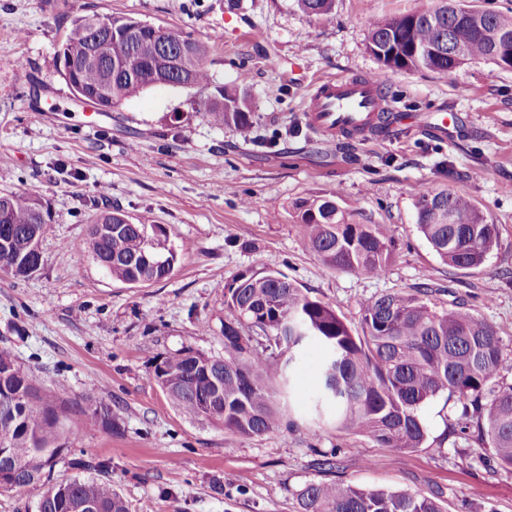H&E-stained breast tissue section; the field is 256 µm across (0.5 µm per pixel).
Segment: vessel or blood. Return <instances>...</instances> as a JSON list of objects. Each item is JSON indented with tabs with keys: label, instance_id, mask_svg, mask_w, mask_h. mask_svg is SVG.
<instances>
[{
	"label": "vessel or blood",
	"instance_id": "1",
	"mask_svg": "<svg viewBox=\"0 0 512 512\" xmlns=\"http://www.w3.org/2000/svg\"><path fill=\"white\" fill-rule=\"evenodd\" d=\"M391 111L379 76L344 75L325 80L314 88L305 118L326 138L361 140L372 132L390 130Z\"/></svg>",
	"mask_w": 512,
	"mask_h": 512
}]
</instances>
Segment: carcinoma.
Masks as SVG:
<instances>
[{
  "label": "carcinoma",
  "mask_w": 512,
  "mask_h": 512,
  "mask_svg": "<svg viewBox=\"0 0 512 512\" xmlns=\"http://www.w3.org/2000/svg\"><path fill=\"white\" fill-rule=\"evenodd\" d=\"M314 16L327 15L334 0H297ZM459 0L412 14L369 23L367 44L392 70H429L453 79L466 64L489 62L512 70L496 52L500 36L512 34V15L471 10L459 16ZM98 33L76 18L63 44L74 57L85 98L116 107L153 88L159 44L149 37L135 44L116 36L126 20L109 17ZM99 61L83 58L90 42ZM399 52L390 55L393 48ZM137 58L136 67L112 75V67ZM205 48L195 44L187 75L167 79L199 91L193 100L216 126L251 125L246 101L219 89L208 94ZM0 208L9 223L0 224V271L16 277L32 274L31 238L47 215L30 193H1ZM124 213L105 211L92 225V259L113 278L145 284L168 277L177 261L166 247L159 224H125ZM303 247L329 268L373 277L386 274L395 257L387 224H349L335 198L301 207ZM417 228L437 256L456 270H475L498 245L499 225L487 223L471 200L451 191L426 193L417 203ZM434 290L421 283L412 291H393L367 300L359 330H352L329 304L313 298L284 274L247 270L224 293V355L180 350L164 357L153 376L170 401L188 418L204 417L243 437L261 436L282 426L301 352L309 345L323 351L316 383L308 397L311 421L334 418L340 427L403 456L428 442L423 407L444 395L460 406L459 434L491 449L498 465L512 470V353L498 329L477 313L457 306L440 309ZM84 426L114 430L109 408L87 397ZM66 405H52L11 348L0 347V491L32 498L36 512H129L125 500L102 479L108 464L93 458L77 465L85 478L56 479L59 449L52 447ZM301 512H444L435 497L403 491L362 489L338 481L311 483L298 493Z\"/></svg>",
  "instance_id": "obj_1"
}]
</instances>
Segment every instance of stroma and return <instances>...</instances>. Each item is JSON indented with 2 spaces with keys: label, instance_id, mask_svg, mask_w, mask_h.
Segmentation results:
<instances>
[{
  "label": "stroma",
  "instance_id": "stroma-1",
  "mask_svg": "<svg viewBox=\"0 0 512 512\" xmlns=\"http://www.w3.org/2000/svg\"><path fill=\"white\" fill-rule=\"evenodd\" d=\"M436 3L335 0L318 17L296 0H0V192L36 194L50 212L39 271L0 272V344L69 409L57 476L107 461L130 512H300L299 491L324 478L316 450L333 449L346 484L433 495L445 512H512V471L453 434L459 407L444 397L421 412L431 447L398 457L333 424L234 435L182 415L152 377L179 350L223 355L224 291L248 269L286 275L353 328L365 300L426 282L438 305L474 309L512 343V71L476 62L450 81L384 68L367 48L371 20ZM89 13L205 45L212 87L248 100L250 137L194 112L189 88H150L109 112L77 103L58 54ZM369 73L397 111L450 109L457 124L444 137L402 123L339 144L307 125L315 83ZM441 190L500 226L479 269L448 267L416 227L420 196ZM330 195L348 223L392 225L386 275L334 270L303 249L299 206ZM112 207L166 228L177 254L168 278L133 286L92 260L89 228ZM90 395L117 430L85 429Z\"/></svg>",
  "mask_w": 512,
  "mask_h": 512
}]
</instances>
